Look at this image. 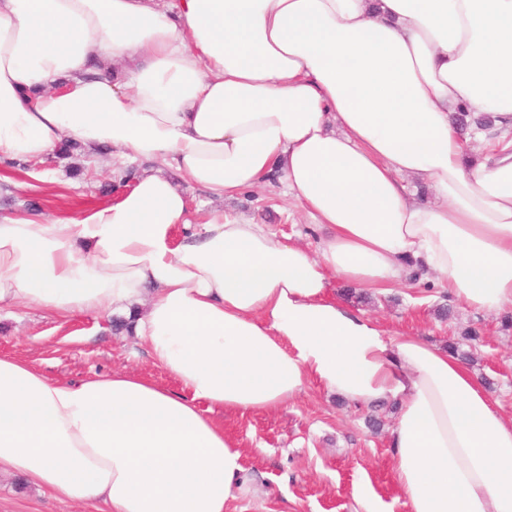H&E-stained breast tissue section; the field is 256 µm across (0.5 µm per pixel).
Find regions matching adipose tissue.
Segmentation results:
<instances>
[{"instance_id":"ef3b65f1","label":"adipose tissue","mask_w":512,"mask_h":512,"mask_svg":"<svg viewBox=\"0 0 512 512\" xmlns=\"http://www.w3.org/2000/svg\"><path fill=\"white\" fill-rule=\"evenodd\" d=\"M461 106L494 116L491 153L465 149ZM66 139L132 178L73 218L0 215V307L111 310L178 388L0 357V472L104 512H224L246 478L210 410L314 380L398 403L409 512H512V421L476 375L329 297L415 261L472 310L512 308V0H0V162ZM175 172L221 199L279 183L317 254L220 208L191 222Z\"/></svg>"}]
</instances>
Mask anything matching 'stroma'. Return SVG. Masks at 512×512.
<instances>
[{
	"mask_svg": "<svg viewBox=\"0 0 512 512\" xmlns=\"http://www.w3.org/2000/svg\"><path fill=\"white\" fill-rule=\"evenodd\" d=\"M125 168L111 154L77 152L7 170L0 179V214H39L48 219L78 214L111 202L108 188L119 185ZM191 208H223L225 213L267 225L290 235L317 253L320 232L283 194L280 186L253 190L224 201L211 199L185 178H178ZM331 295L377 322L388 334L415 335L439 348L461 341L465 329L480 342L469 370L488 385L499 412L512 420V329H503L498 313H476L435 279L387 292L353 288L333 281ZM450 319L438 318L441 306ZM0 356L18 357L49 378L78 382L115 370L141 374L173 387L174 382L135 345L132 333L115 332L108 311L67 319L19 303L0 308ZM397 405L380 410L348 403L309 383L302 394L274 412L224 413L214 417L239 444L249 492L236 494L225 512H363L358 501L369 486L381 512H408L395 473L390 431ZM379 431L367 425L370 415ZM0 512H98L95 504L57 499L51 492L0 473Z\"/></svg>",
	"mask_w": 512,
	"mask_h": 512,
	"instance_id": "1",
	"label": "stroma"
}]
</instances>
